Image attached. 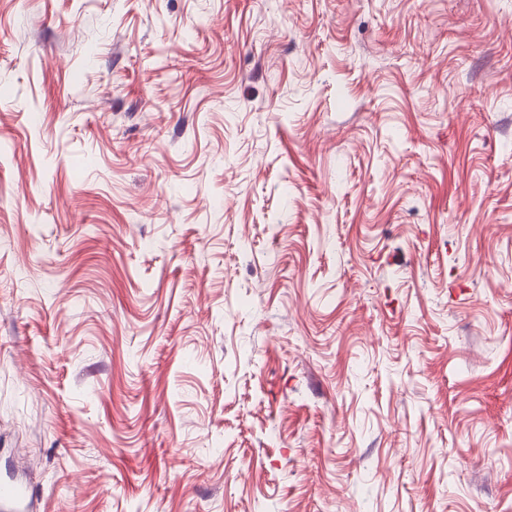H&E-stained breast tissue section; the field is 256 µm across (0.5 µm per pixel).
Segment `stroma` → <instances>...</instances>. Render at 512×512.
Returning a JSON list of instances; mask_svg holds the SVG:
<instances>
[{
    "label": "stroma",
    "instance_id": "35a3bbf8",
    "mask_svg": "<svg viewBox=\"0 0 512 512\" xmlns=\"http://www.w3.org/2000/svg\"><path fill=\"white\" fill-rule=\"evenodd\" d=\"M1 471L512 512V0H0Z\"/></svg>",
    "mask_w": 512,
    "mask_h": 512
}]
</instances>
